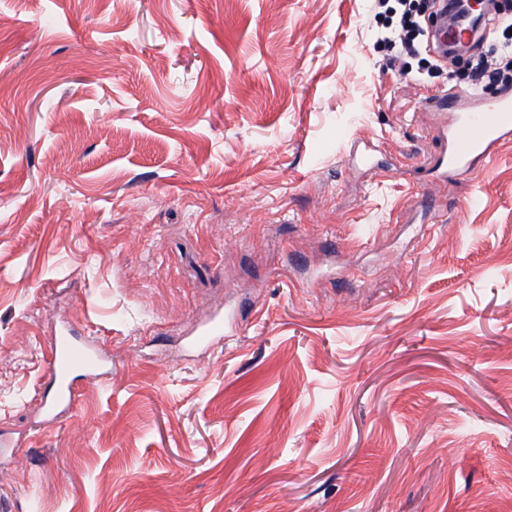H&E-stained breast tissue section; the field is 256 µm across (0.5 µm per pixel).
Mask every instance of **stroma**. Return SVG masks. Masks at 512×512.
Segmentation results:
<instances>
[{"label": "stroma", "mask_w": 512, "mask_h": 512, "mask_svg": "<svg viewBox=\"0 0 512 512\" xmlns=\"http://www.w3.org/2000/svg\"><path fill=\"white\" fill-rule=\"evenodd\" d=\"M375 14L0 0V512H512V142L437 180ZM93 330L85 328L83 333L65 327L54 336L50 347L48 376L57 393V404L48 409L54 417L60 405L69 407L75 402L74 380L81 377L86 381L99 380L108 375L105 359L97 348Z\"/></svg>", "instance_id": "35a3bbf8"}]
</instances>
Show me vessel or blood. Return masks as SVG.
Wrapping results in <instances>:
<instances>
[{"mask_svg":"<svg viewBox=\"0 0 512 512\" xmlns=\"http://www.w3.org/2000/svg\"><path fill=\"white\" fill-rule=\"evenodd\" d=\"M438 98L446 102L449 112V121L441 130L448 153L434 167L439 179L490 160L503 143L512 140V95L487 101L482 95L451 88L439 93ZM106 374L105 360L91 329L79 332L66 327L54 337L48 376L58 404L74 403L75 378L93 381Z\"/></svg>","mask_w":512,"mask_h":512,"instance_id":"vessel-or-blood-1","label":"vessel or blood"}]
</instances>
